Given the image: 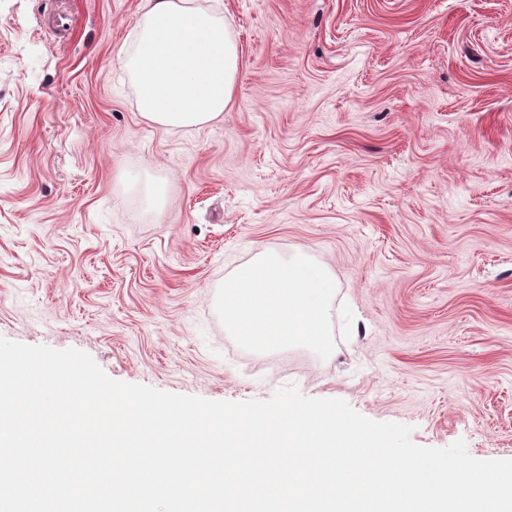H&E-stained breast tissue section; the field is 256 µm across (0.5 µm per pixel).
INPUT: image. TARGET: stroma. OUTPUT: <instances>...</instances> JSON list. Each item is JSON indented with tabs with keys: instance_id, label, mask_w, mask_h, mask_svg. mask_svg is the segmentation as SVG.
Returning a JSON list of instances; mask_svg holds the SVG:
<instances>
[{
	"instance_id": "stroma-1",
	"label": "stroma",
	"mask_w": 512,
	"mask_h": 512,
	"mask_svg": "<svg viewBox=\"0 0 512 512\" xmlns=\"http://www.w3.org/2000/svg\"><path fill=\"white\" fill-rule=\"evenodd\" d=\"M196 4L236 37L234 103L164 128L121 63L142 0H0V337L512 459V0ZM270 249L334 278L328 359L225 336L219 285Z\"/></svg>"
}]
</instances>
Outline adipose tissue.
Masks as SVG:
<instances>
[{"label": "adipose tissue", "instance_id": "adipose-tissue-1", "mask_svg": "<svg viewBox=\"0 0 512 512\" xmlns=\"http://www.w3.org/2000/svg\"><path fill=\"white\" fill-rule=\"evenodd\" d=\"M123 65L153 123L195 127L230 106L239 78V50L228 23L193 0H145Z\"/></svg>", "mask_w": 512, "mask_h": 512}]
</instances>
